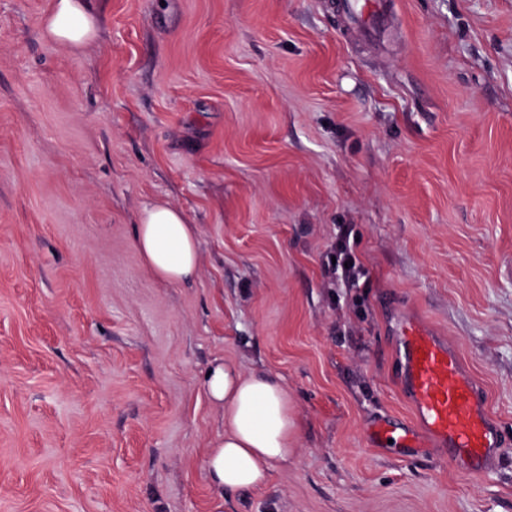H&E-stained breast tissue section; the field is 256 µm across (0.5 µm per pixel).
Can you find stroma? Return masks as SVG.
<instances>
[{"label":"stroma","instance_id":"stroma-1","mask_svg":"<svg viewBox=\"0 0 512 512\" xmlns=\"http://www.w3.org/2000/svg\"><path fill=\"white\" fill-rule=\"evenodd\" d=\"M334 2L92 0L74 53L50 0H0V512H512V0H384L368 39ZM155 201L190 283L133 245ZM403 312L485 394L483 476L365 439L410 418ZM218 359L302 420L258 492L207 480ZM47 14L42 18L44 37L69 48L83 51L98 34L99 20L90 0H51ZM134 246L162 283L187 282L197 274L199 240L178 208L164 202L145 205L136 224ZM350 232L344 230L338 243L335 273L342 280H356L361 273V265L359 258L349 245ZM348 262V267H345Z\"/></svg>","mask_w":512,"mask_h":512}]
</instances>
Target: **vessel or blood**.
Returning a JSON list of instances; mask_svg holds the SVG:
<instances>
[{
	"label": "vessel or blood",
	"instance_id": "b4317fda",
	"mask_svg": "<svg viewBox=\"0 0 512 512\" xmlns=\"http://www.w3.org/2000/svg\"><path fill=\"white\" fill-rule=\"evenodd\" d=\"M401 387L413 409V422L393 431L377 427L366 440L379 447L388 439L407 449L424 440L448 451V466L478 477L488 471L500 449V432L464 367L457 348L428 324L405 314L395 330Z\"/></svg>",
	"mask_w": 512,
	"mask_h": 512
}]
</instances>
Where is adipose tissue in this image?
Returning <instances> with one entry per match:
<instances>
[{
	"instance_id": "ef3b65f1",
	"label": "adipose tissue",
	"mask_w": 512,
	"mask_h": 512,
	"mask_svg": "<svg viewBox=\"0 0 512 512\" xmlns=\"http://www.w3.org/2000/svg\"><path fill=\"white\" fill-rule=\"evenodd\" d=\"M99 20L89 0H52L41 22L44 37L83 51L98 34ZM134 246L150 273L167 284L191 280L199 264V240L178 208L164 202L145 205ZM209 400L224 420V430L206 450L210 486L222 492H253L265 486L271 463L296 451L301 424L282 378L269 371L244 373L233 362L217 360L205 375Z\"/></svg>"
}]
</instances>
